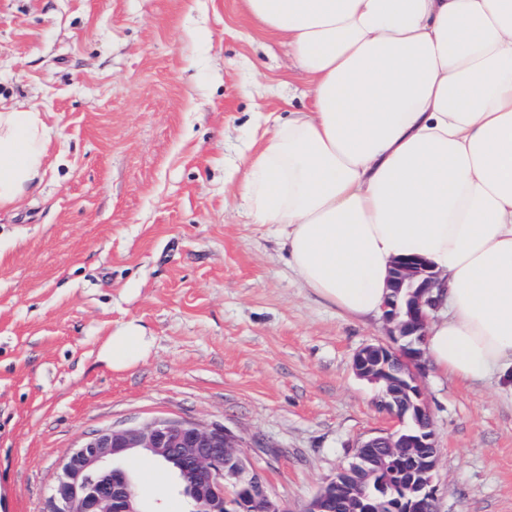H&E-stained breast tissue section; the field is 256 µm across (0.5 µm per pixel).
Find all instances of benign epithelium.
I'll use <instances>...</instances> for the list:
<instances>
[{
    "instance_id": "1",
    "label": "benign epithelium",
    "mask_w": 512,
    "mask_h": 512,
    "mask_svg": "<svg viewBox=\"0 0 512 512\" xmlns=\"http://www.w3.org/2000/svg\"><path fill=\"white\" fill-rule=\"evenodd\" d=\"M438 275L420 256L394 262L383 319L393 344H366L354 355L355 374L379 387V408L394 420L387 433L361 440L354 458L364 461L376 448L388 449L395 465L404 462L407 448H435L430 408L422 388L425 371L423 336L431 314L438 310L433 290ZM241 439L217 424L157 417L141 425L104 429L82 441L62 461L60 473L43 512H159L147 511L132 492L134 479L125 458L143 451L166 466L173 487L187 512H285L274 499L261 472L244 454ZM439 453L414 460L421 480L406 510L385 501L372 512H435L434 471ZM344 489L335 477L303 507L325 512L326 501Z\"/></svg>"
}]
</instances>
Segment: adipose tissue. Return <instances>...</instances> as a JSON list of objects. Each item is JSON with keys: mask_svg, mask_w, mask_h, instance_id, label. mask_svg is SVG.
Segmentation results:
<instances>
[{"mask_svg": "<svg viewBox=\"0 0 512 512\" xmlns=\"http://www.w3.org/2000/svg\"><path fill=\"white\" fill-rule=\"evenodd\" d=\"M284 38L311 107L243 156L254 223L337 309L383 313L392 265L423 257L448 313L423 338L433 366L512 393V0H244ZM41 113L0 110V209L38 187ZM152 340L117 328L125 370Z\"/></svg>", "mask_w": 512, "mask_h": 512, "instance_id": "obj_1", "label": "adipose tissue"}]
</instances>
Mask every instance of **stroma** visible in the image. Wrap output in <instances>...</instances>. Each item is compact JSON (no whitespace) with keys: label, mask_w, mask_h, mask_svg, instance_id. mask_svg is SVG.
<instances>
[{"label":"stroma","mask_w":512,"mask_h":512,"mask_svg":"<svg viewBox=\"0 0 512 512\" xmlns=\"http://www.w3.org/2000/svg\"><path fill=\"white\" fill-rule=\"evenodd\" d=\"M307 90L242 0H0V106L51 128L41 185L0 210V512H42L61 460L101 429L165 416L241 436L300 512L357 442L388 431L352 370L384 320L339 315L251 223L241 157ZM149 353L112 370V330ZM436 512H512V397L427 367ZM162 512L156 465L126 459ZM151 345V337L139 325L128 322L108 336L100 356L113 370H125L142 359Z\"/></svg>","instance_id":"obj_1"}]
</instances>
